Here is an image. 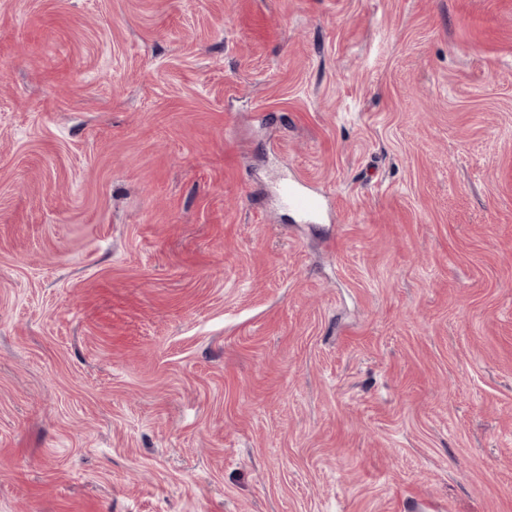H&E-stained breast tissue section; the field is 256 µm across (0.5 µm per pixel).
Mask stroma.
<instances>
[{
    "label": "stroma",
    "mask_w": 512,
    "mask_h": 512,
    "mask_svg": "<svg viewBox=\"0 0 512 512\" xmlns=\"http://www.w3.org/2000/svg\"><path fill=\"white\" fill-rule=\"evenodd\" d=\"M0 512H512V0H0ZM279 199L282 207L305 224L317 223L324 211L321 195L310 190L298 178L286 180L279 186Z\"/></svg>",
    "instance_id": "obj_1"
}]
</instances>
